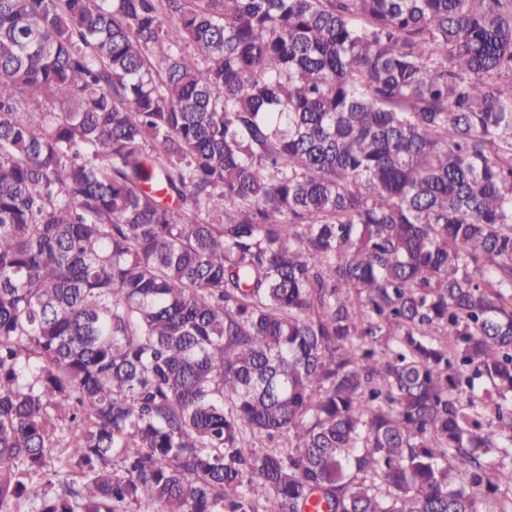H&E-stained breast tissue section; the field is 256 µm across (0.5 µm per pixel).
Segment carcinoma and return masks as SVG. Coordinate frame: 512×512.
Segmentation results:
<instances>
[{
    "instance_id": "obj_1",
    "label": "carcinoma",
    "mask_w": 512,
    "mask_h": 512,
    "mask_svg": "<svg viewBox=\"0 0 512 512\" xmlns=\"http://www.w3.org/2000/svg\"><path fill=\"white\" fill-rule=\"evenodd\" d=\"M21 501L512 512V0H0Z\"/></svg>"
}]
</instances>
